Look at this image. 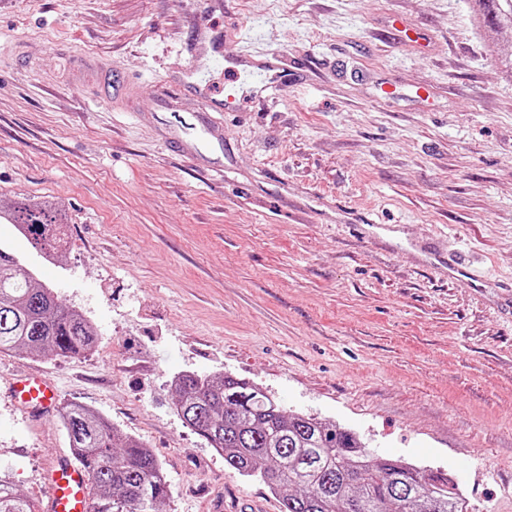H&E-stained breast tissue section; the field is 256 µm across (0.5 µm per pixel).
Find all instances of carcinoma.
<instances>
[{"label":"carcinoma","mask_w":512,"mask_h":512,"mask_svg":"<svg viewBox=\"0 0 512 512\" xmlns=\"http://www.w3.org/2000/svg\"><path fill=\"white\" fill-rule=\"evenodd\" d=\"M468 2L488 50L496 52L500 38L512 35V0ZM8 212L14 223L29 226L33 248L58 249L67 216L53 202L21 197ZM97 341L88 319L0 248V355L71 357ZM174 392L180 419L224 456L225 466L261 480L278 496L280 512H468L463 494L444 475L376 459L356 433L287 413L243 379L185 373ZM58 421L90 472V512H162L171 483L151 449L76 401L60 403ZM0 512H35L6 473H0Z\"/></svg>","instance_id":"obj_1"}]
</instances>
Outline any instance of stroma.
<instances>
[{"instance_id": "stroma-1", "label": "stroma", "mask_w": 512, "mask_h": 512, "mask_svg": "<svg viewBox=\"0 0 512 512\" xmlns=\"http://www.w3.org/2000/svg\"><path fill=\"white\" fill-rule=\"evenodd\" d=\"M223 18L242 25L225 55L281 50L297 77L274 109L225 113L219 175L169 146L157 88ZM81 57L134 74L126 109L91 83L73 97ZM19 196L57 202L66 243L44 260L0 220V245L100 334L70 358L0 356V471L35 506L71 454L57 418L8 397L39 367L151 448L164 512H279L177 415L186 372L444 473L469 512H512V80L466 0H0V201ZM452 254L478 281L449 278Z\"/></svg>"}]
</instances>
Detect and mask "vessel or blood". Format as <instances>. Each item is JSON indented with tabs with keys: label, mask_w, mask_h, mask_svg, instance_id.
<instances>
[{
	"label": "vessel or blood",
	"mask_w": 512,
	"mask_h": 512,
	"mask_svg": "<svg viewBox=\"0 0 512 512\" xmlns=\"http://www.w3.org/2000/svg\"><path fill=\"white\" fill-rule=\"evenodd\" d=\"M224 36V29L217 26L199 27L195 34L196 41L207 43L214 61L222 67L223 82L209 79L204 70L194 67L175 83L161 85L159 93V109L170 115L176 148L206 163L224 148V113L241 112L257 102L276 105L290 76L288 59L278 51L223 56ZM101 74L109 88L103 105L110 107L133 95L129 73L105 67ZM59 394L57 383L39 372L12 384L14 400L32 415L53 413ZM45 496L49 512H89V480L84 467L68 458L58 461L48 473Z\"/></svg>",
	"instance_id": "1"
}]
</instances>
